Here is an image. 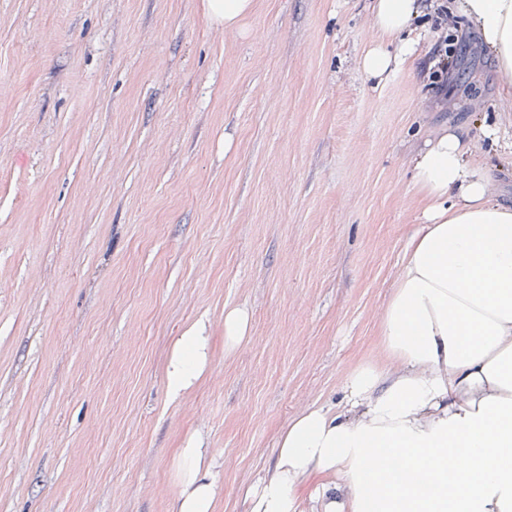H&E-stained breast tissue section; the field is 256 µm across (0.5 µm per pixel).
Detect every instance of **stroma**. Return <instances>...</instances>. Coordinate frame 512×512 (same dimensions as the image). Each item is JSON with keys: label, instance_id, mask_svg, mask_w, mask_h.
Masks as SVG:
<instances>
[{"label": "stroma", "instance_id": "obj_1", "mask_svg": "<svg viewBox=\"0 0 512 512\" xmlns=\"http://www.w3.org/2000/svg\"><path fill=\"white\" fill-rule=\"evenodd\" d=\"M206 2L0 0V512H174L189 440L216 512H249L293 418L384 359L415 160L464 128L512 203V97L460 11L439 93L432 10L372 78L375 0H254L231 31ZM191 330L209 358L175 397ZM412 47L401 38L397 52L391 55L381 45H373L367 49L361 60L362 71L370 77H379L395 67L412 61ZM249 320L246 312L230 310L224 313V347L228 350L237 347L246 337ZM209 337L190 332L180 336L174 345L167 368V385L177 395L188 389L201 375L206 364Z\"/></svg>", "mask_w": 512, "mask_h": 512}]
</instances>
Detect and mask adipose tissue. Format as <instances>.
Here are the masks:
<instances>
[{
    "label": "adipose tissue",
    "mask_w": 512,
    "mask_h": 512,
    "mask_svg": "<svg viewBox=\"0 0 512 512\" xmlns=\"http://www.w3.org/2000/svg\"><path fill=\"white\" fill-rule=\"evenodd\" d=\"M512 76V0H460ZM417 0H377L373 24L396 53L367 49L379 77L410 61L401 33ZM461 133L441 135L414 165L430 204L409 239L381 317L384 362L347 377L345 406H312L281 434L272 471L247 491L251 512H512V204L496 201ZM209 339L179 337L171 393L206 364ZM175 512H214L202 452L177 454Z\"/></svg>",
    "instance_id": "ef3b65f1"
}]
</instances>
